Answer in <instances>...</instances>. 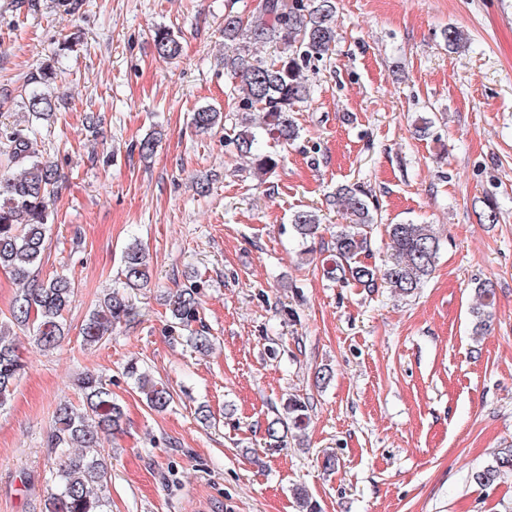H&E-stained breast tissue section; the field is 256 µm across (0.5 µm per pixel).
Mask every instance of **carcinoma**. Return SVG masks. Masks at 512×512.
Returning a JSON list of instances; mask_svg holds the SVG:
<instances>
[{
  "label": "carcinoma",
  "instance_id": "cac0c4a2",
  "mask_svg": "<svg viewBox=\"0 0 512 512\" xmlns=\"http://www.w3.org/2000/svg\"><path fill=\"white\" fill-rule=\"evenodd\" d=\"M336 38V0H262L259 11L247 20L231 10L224 14V67L240 79L233 91L244 114L234 144L238 154L251 160L258 171L268 174L277 167L275 158L260 151L262 139L290 142L298 138L299 127L292 112L312 92L305 68L327 57ZM443 38L452 50L467 44L464 33L456 27L445 29ZM267 43L281 49L279 59L270 63L254 57V48ZM155 45L159 55L167 59H176L182 52L178 36L168 29L156 32ZM27 109L37 118L48 115L52 110L50 94L33 90ZM255 111L263 114L257 125L251 118ZM221 120L220 110L213 106L200 107L192 115L194 128L202 133ZM0 165L18 169L0 179V268L22 284L13 300L10 322L0 323L2 410L11 402L23 370L14 327L32 330L34 341L43 350L59 346L65 338L64 314L75 286L63 276L34 278V268L45 250L49 209L58 182L56 166L38 153L25 128L14 129L0 142ZM371 198L373 195L359 186L337 189L336 201L347 223L337 225L321 263L322 274L329 281L353 282L368 289L382 282L398 295L412 296L436 267L441 236L432 224H389L386 232L392 261L382 270L369 264L365 261L369 234L378 220L377 204ZM320 225L318 215L310 210L298 211L292 218V227L303 240L316 238ZM122 275L123 286L109 290L83 324L84 344L100 343L115 325L130 317L128 290L143 287L151 278L149 257L141 244L134 242L127 247ZM199 288L193 282L173 296L169 311L174 324L190 328L201 321ZM475 294L479 304L472 309V331L480 336L490 318L493 283L476 282ZM125 371L144 394L150 410L159 412L168 407L171 394L166 386L150 379L135 362L127 363ZM80 389L82 404H65L56 412L50 446L70 452L55 470V492L45 500L43 512H110L104 496L109 466L91 449L100 447L101 434L122 429L124 412L98 374L85 372ZM287 409L288 421L276 419L267 427L270 450L282 448L290 430H302L307 425L306 403L290 398ZM511 470L512 448H504L495 464L475 474V481L490 486Z\"/></svg>",
  "mask_w": 512,
  "mask_h": 512
}]
</instances>
